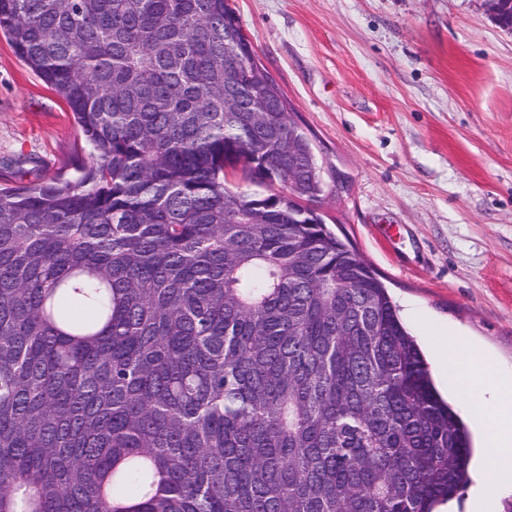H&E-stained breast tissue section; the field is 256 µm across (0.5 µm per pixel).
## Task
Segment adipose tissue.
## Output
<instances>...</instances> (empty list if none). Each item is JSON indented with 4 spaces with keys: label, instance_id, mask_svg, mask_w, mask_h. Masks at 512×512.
I'll return each mask as SVG.
<instances>
[{
    "label": "adipose tissue",
    "instance_id": "ef3b65f1",
    "mask_svg": "<svg viewBox=\"0 0 512 512\" xmlns=\"http://www.w3.org/2000/svg\"><path fill=\"white\" fill-rule=\"evenodd\" d=\"M452 391L466 399L482 436L481 466L487 477L484 490L497 494L512 488V375L500 371L490 359L477 357L469 340L448 339L438 363Z\"/></svg>",
    "mask_w": 512,
    "mask_h": 512
}]
</instances>
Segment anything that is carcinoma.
I'll return each mask as SVG.
<instances>
[{"label":"carcinoma","mask_w":512,"mask_h":512,"mask_svg":"<svg viewBox=\"0 0 512 512\" xmlns=\"http://www.w3.org/2000/svg\"><path fill=\"white\" fill-rule=\"evenodd\" d=\"M233 16L0 0L92 160L0 171V512H434L467 481L465 425L312 206L317 162L288 156V101L256 93Z\"/></svg>","instance_id":"cac0c4a2"}]
</instances>
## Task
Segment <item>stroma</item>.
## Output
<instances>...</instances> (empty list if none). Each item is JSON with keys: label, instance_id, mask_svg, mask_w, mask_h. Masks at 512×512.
Masks as SVG:
<instances>
[{"label": "stroma", "instance_id": "stroma-1", "mask_svg": "<svg viewBox=\"0 0 512 512\" xmlns=\"http://www.w3.org/2000/svg\"><path fill=\"white\" fill-rule=\"evenodd\" d=\"M325 168L321 204L435 363L451 334L512 371V30L486 0H230ZM89 148L0 34V166L75 178Z\"/></svg>", "mask_w": 512, "mask_h": 512}]
</instances>
